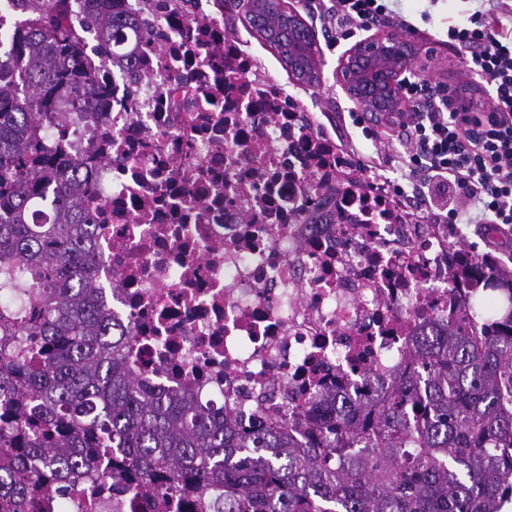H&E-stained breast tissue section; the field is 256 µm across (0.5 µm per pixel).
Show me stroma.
<instances>
[{
  "instance_id": "stroma-1",
  "label": "stroma",
  "mask_w": 512,
  "mask_h": 512,
  "mask_svg": "<svg viewBox=\"0 0 512 512\" xmlns=\"http://www.w3.org/2000/svg\"><path fill=\"white\" fill-rule=\"evenodd\" d=\"M285 3L315 31V58L322 75L318 87L295 82L276 52L243 17L225 16L224 28L254 58L258 75L285 86L290 101L308 113L316 130L334 138L341 143L344 153L356 158V173H367L369 179L388 192L394 185H406L405 171L397 161L403 150L398 127L366 118L364 110L349 97L336 76L346 50L327 48L325 31L309 0H285ZM387 5L416 28L408 36L419 49L416 72L425 75L431 84L447 85L450 99L469 104L476 112L489 111L491 99L486 81L477 76L462 78L461 59L448 46L449 24H468L470 16L481 7L479 0H387ZM375 157L380 160L379 167L367 170L368 161Z\"/></svg>"
}]
</instances>
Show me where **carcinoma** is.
I'll return each instance as SVG.
<instances>
[{"mask_svg": "<svg viewBox=\"0 0 512 512\" xmlns=\"http://www.w3.org/2000/svg\"><path fill=\"white\" fill-rule=\"evenodd\" d=\"M29 15L0 40V286L23 275L43 321L0 306V476L21 512L40 493L104 458L159 507L195 497L208 512H503L512 494V272L462 264L493 315L470 312L421 350V373L379 410L346 398L324 406L328 438L303 445L288 430L240 432L224 407L153 389L130 372L128 337L113 330L97 279L95 225L81 178L58 181L38 144V117L62 98L106 94L86 82L79 43L106 38L93 63H130L139 32L100 0H14ZM292 71L319 84L311 28L282 0H230ZM40 205L43 220L32 218ZM340 402V407L332 406Z\"/></svg>", "mask_w": 512, "mask_h": 512, "instance_id": "obj_1", "label": "carcinoma"}]
</instances>
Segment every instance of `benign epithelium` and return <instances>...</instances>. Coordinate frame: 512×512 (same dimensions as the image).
<instances>
[{"instance_id":"benign-epithelium-1","label":"benign epithelium","mask_w":512,"mask_h":512,"mask_svg":"<svg viewBox=\"0 0 512 512\" xmlns=\"http://www.w3.org/2000/svg\"><path fill=\"white\" fill-rule=\"evenodd\" d=\"M416 60L413 44L395 34L381 35L354 44L337 76L354 101L391 119L402 111L399 78Z\"/></svg>"}]
</instances>
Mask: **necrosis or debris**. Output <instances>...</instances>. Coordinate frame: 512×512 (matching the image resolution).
I'll return each mask as SVG.
<instances>
[{"mask_svg":"<svg viewBox=\"0 0 512 512\" xmlns=\"http://www.w3.org/2000/svg\"><path fill=\"white\" fill-rule=\"evenodd\" d=\"M222 0H120L151 32L108 93L40 115L61 178L81 176L97 273L141 382L223 405L238 430L319 438L317 407H371L419 370L423 338L472 294L451 277L455 224H405L353 161L288 105L215 15ZM327 201L332 223L308 218ZM124 480L76 481L25 512H154Z\"/></svg>","mask_w":512,"mask_h":512,"instance_id":"4bbe7bcc","label":"necrosis or debris"}]
</instances>
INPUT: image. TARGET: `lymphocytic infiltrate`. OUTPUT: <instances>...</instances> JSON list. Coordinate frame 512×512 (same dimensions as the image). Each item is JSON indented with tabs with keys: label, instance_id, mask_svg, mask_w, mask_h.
Returning <instances> with one entry per match:
<instances>
[{
	"label": "lymphocytic infiltrate",
	"instance_id": "obj_1",
	"mask_svg": "<svg viewBox=\"0 0 512 512\" xmlns=\"http://www.w3.org/2000/svg\"><path fill=\"white\" fill-rule=\"evenodd\" d=\"M467 26H449L448 45L469 74L487 79L491 112H452L448 89L413 75L403 78L410 104L400 113L405 134L401 162L433 222L457 221L512 230V0H486ZM330 46L384 22L409 30L402 15L380 0H327L320 12Z\"/></svg>",
	"mask_w": 512,
	"mask_h": 512
}]
</instances>
